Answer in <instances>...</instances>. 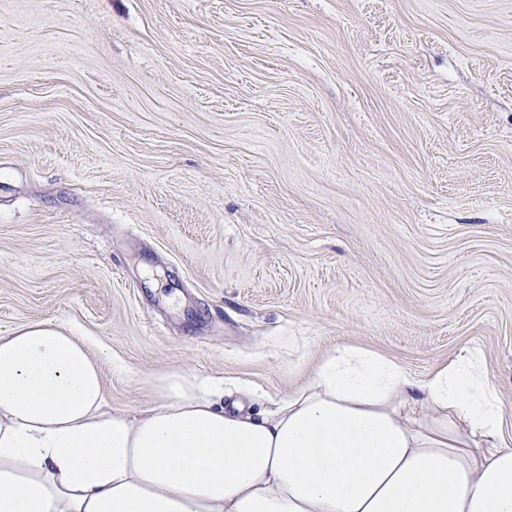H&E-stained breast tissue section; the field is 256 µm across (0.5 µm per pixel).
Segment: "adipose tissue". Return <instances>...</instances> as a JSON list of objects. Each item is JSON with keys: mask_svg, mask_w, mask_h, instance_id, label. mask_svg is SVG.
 Masks as SVG:
<instances>
[{"mask_svg": "<svg viewBox=\"0 0 512 512\" xmlns=\"http://www.w3.org/2000/svg\"><path fill=\"white\" fill-rule=\"evenodd\" d=\"M145 382L151 408L112 411L74 327L0 337V512H512L508 415L479 354L419 378L337 344L258 418L206 378Z\"/></svg>", "mask_w": 512, "mask_h": 512, "instance_id": "obj_1", "label": "adipose tissue"}]
</instances>
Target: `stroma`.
Segmentation results:
<instances>
[{"label": "stroma", "instance_id": "stroma-1", "mask_svg": "<svg viewBox=\"0 0 512 512\" xmlns=\"http://www.w3.org/2000/svg\"><path fill=\"white\" fill-rule=\"evenodd\" d=\"M272 409L326 348L512 408V0H0V336Z\"/></svg>", "mask_w": 512, "mask_h": 512}]
</instances>
